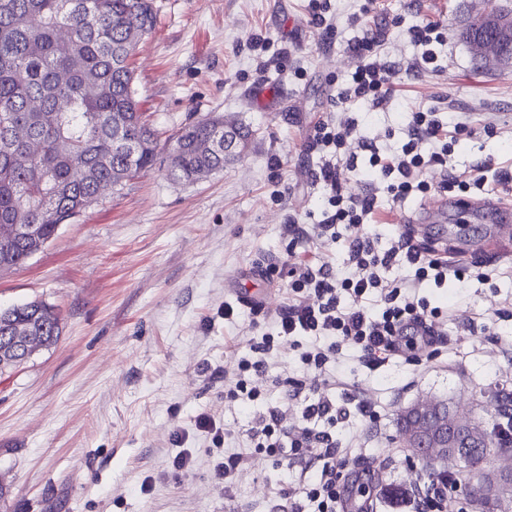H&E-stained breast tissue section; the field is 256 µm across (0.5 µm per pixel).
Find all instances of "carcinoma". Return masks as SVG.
<instances>
[{"label": "carcinoma", "instance_id": "carcinoma-1", "mask_svg": "<svg viewBox=\"0 0 512 512\" xmlns=\"http://www.w3.org/2000/svg\"><path fill=\"white\" fill-rule=\"evenodd\" d=\"M152 0H0V269L22 266L109 189L156 164L158 133L133 89L136 42L154 27ZM473 45L512 54V43L467 27ZM167 174L191 182L224 170V127L206 117L173 136ZM60 335L55 307L30 301L0 308V348L13 336ZM454 420L443 400L416 402L396 417V439L409 447L419 433ZM483 447L462 437L461 449L512 469V444L469 422ZM470 495L481 512H512V494Z\"/></svg>", "mask_w": 512, "mask_h": 512}]
</instances>
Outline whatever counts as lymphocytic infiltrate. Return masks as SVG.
I'll return each mask as SVG.
<instances>
[{
    "label": "lymphocytic infiltrate",
    "instance_id": "obj_1",
    "mask_svg": "<svg viewBox=\"0 0 512 512\" xmlns=\"http://www.w3.org/2000/svg\"><path fill=\"white\" fill-rule=\"evenodd\" d=\"M389 24L406 27L419 55L407 66H397L378 58L379 37L348 40L347 49L359 64L334 97L335 106L341 109L353 99L380 108L398 81L422 70L439 71V49L447 42L443 23L426 18L407 27L396 16ZM462 130V125H448L441 113L430 107L412 113L403 130L400 151L383 154L371 139L361 135L357 120L342 110L340 115L329 116L315 125L307 148L308 153L318 157L311 177L322 185L328 208L318 224L293 223L288 232L296 243L313 238L325 243L346 238L348 271L340 273L326 262H288L291 295L273 316L269 329L250 338L252 355L240 361L235 384L228 388L226 396L241 401L261 397L259 382L267 373V356L276 341L284 338L311 341L310 350L303 352L300 359L314 372L317 384L308 389L298 380H286L288 400L303 407L300 423L285 427L281 407L268 406L249 428V449L245 452L231 447L230 433L223 422L199 415L195 429L210 440L216 457L212 469L215 484L232 482L255 451L311 469V476L302 484L285 491L289 512H344L341 480L346 458L338 446L336 427L349 418L352 410L336 402V390L342 382L336 375L335 344L340 341L355 346L361 362L368 366L384 363L407 350L415 363L424 357L435 358L437 324L443 312L420 297L419 292L443 287L449 278L462 275L461 269L447 259L414 244L411 233H400L390 246L381 247L373 238L353 234L352 229L371 223L378 209L376 190L381 185L396 203L435 188L443 193L462 194L481 188V179L463 178L448 165L456 135ZM363 154L368 157L367 185L359 192L346 191L342 186L345 175L357 169ZM435 167L442 171L436 186L425 178L427 170ZM398 264L411 268V277L384 279V271ZM344 293L353 297V304L341 305L340 296ZM368 294L377 295L382 304L380 312H372L363 304L362 299Z\"/></svg>",
    "mask_w": 512,
    "mask_h": 512
}]
</instances>
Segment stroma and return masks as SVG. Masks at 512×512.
I'll return each instance as SVG.
<instances>
[{"label":"stroma","mask_w":512,"mask_h":512,"mask_svg":"<svg viewBox=\"0 0 512 512\" xmlns=\"http://www.w3.org/2000/svg\"><path fill=\"white\" fill-rule=\"evenodd\" d=\"M512 0H377L370 18L399 16L384 38L388 60L416 54L406 28L424 18L443 22L448 41L440 74L402 80L383 110L364 102L348 110L380 150L400 147L401 127L429 106L465 125L451 163L484 176L486 195L512 203V187L496 171L512 167V66L479 67L462 37L472 15ZM155 26L139 44L133 88L151 123L166 134L206 116L223 117L247 143L228 148L223 171L192 182L152 171L105 193L22 266L0 271V307L42 300L60 314L55 345L0 373V512H281L280 490L298 468L254 455L232 484L211 479L209 442L193 436L198 415L223 421L242 445L266 402L225 403L224 382L206 367L233 373L249 356L252 326L266 328L288 301L284 276L263 270L300 257L341 266L345 240L290 247V223L322 220L325 192L309 175L313 126L326 118L357 59L346 49L359 28L334 34L311 23L308 0H154ZM264 37L263 57L246 47ZM501 128L491 137L485 125ZM366 231L388 245L403 229L401 213L379 195ZM486 225L454 222L415 234L416 243L445 250L465 267L485 262V279L424 289L448 310L439 324L437 360L413 366L394 357L371 369L344 345L343 379L380 414H358L336 427L340 445L354 444L348 492L375 472L374 512H408L409 501L385 488H412L421 463L395 442L397 413L418 400H445L492 428L497 396L512 393V240L485 247ZM240 313L225 319V303ZM191 432V473L173 474L175 432Z\"/></svg>","instance_id":"stroma-1"}]
</instances>
